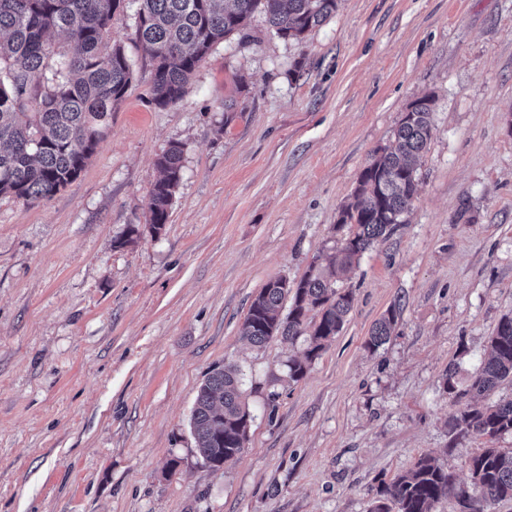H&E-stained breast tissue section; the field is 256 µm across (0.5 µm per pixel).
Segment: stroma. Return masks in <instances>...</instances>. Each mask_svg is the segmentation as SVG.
Masks as SVG:
<instances>
[{
  "label": "stroma",
  "instance_id": "obj_1",
  "mask_svg": "<svg viewBox=\"0 0 512 512\" xmlns=\"http://www.w3.org/2000/svg\"><path fill=\"white\" fill-rule=\"evenodd\" d=\"M137 7L112 19L136 80L85 169L44 203L0 196V512H368L378 478L424 453L466 480L485 442L449 446L442 378L455 364L466 386L512 312V0H340L300 43L255 14L163 108ZM425 94L417 197L339 277L354 293L344 328L291 381L303 341L248 345L249 305L340 244L360 173ZM173 142L182 180L153 234ZM398 300L397 335L369 350ZM228 364L255 419L213 470L190 417ZM183 153V144L173 142L157 158L161 176L154 184L149 203V225L154 233H159L168 222L169 209L182 179Z\"/></svg>",
  "mask_w": 512,
  "mask_h": 512
}]
</instances>
